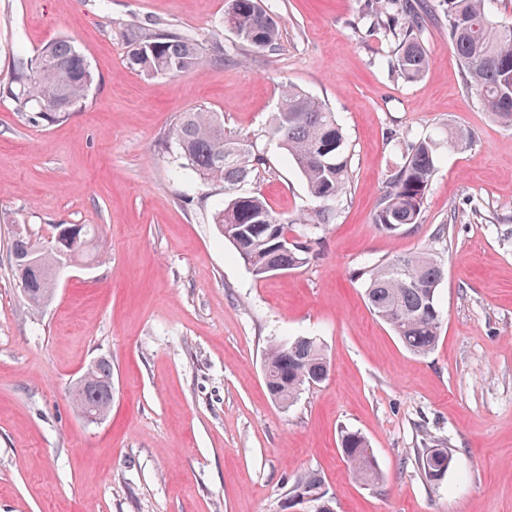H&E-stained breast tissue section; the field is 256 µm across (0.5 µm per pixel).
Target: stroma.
Masks as SVG:
<instances>
[{
    "mask_svg": "<svg viewBox=\"0 0 512 512\" xmlns=\"http://www.w3.org/2000/svg\"><path fill=\"white\" fill-rule=\"evenodd\" d=\"M429 57L418 81L384 66L396 43L370 0H263L280 39L258 51L224 29L227 0H0V82L14 62L71 41L94 82L68 119L30 121L0 99V512H288L305 473L335 512H512V126L468 95L442 0H419ZM195 38L200 65L147 76L130 36ZM325 102L350 148L351 181L317 258L258 278L212 222L224 189L181 167L171 129L206 108L261 133L280 86ZM467 130L451 151L448 129ZM440 141L417 223L373 217L408 144ZM243 184L288 217L311 207L276 145ZM59 224L100 227L106 244L64 269L31 311L11 245L44 246ZM429 249L445 268L439 341L405 350L353 272ZM313 336L326 380L288 408L263 379L266 347ZM112 363V408L91 422L70 391ZM364 435L384 480L357 481L340 433ZM452 465L427 481L417 451Z\"/></svg>",
    "mask_w": 512,
    "mask_h": 512,
    "instance_id": "35a3bbf8",
    "label": "stroma"
}]
</instances>
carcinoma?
I'll list each match as a JSON object with an SVG mask.
<instances>
[{"label": "carcinoma", "instance_id": "cac0c4a2", "mask_svg": "<svg viewBox=\"0 0 512 512\" xmlns=\"http://www.w3.org/2000/svg\"><path fill=\"white\" fill-rule=\"evenodd\" d=\"M454 52L461 62L467 90L484 110L499 122L512 126V26L498 25L488 15L486 0H443ZM371 23L398 39L395 52L384 64L388 71L408 82L420 79L428 64L423 46L424 18L406 0H376L369 12ZM224 27L244 44L263 51L273 48L280 30L261 0H229ZM130 64L147 76H176L194 70L201 62L197 40L160 30L131 38ZM93 73L84 56L68 40L43 47L36 57L20 59L0 97L13 101L21 112L55 121L69 115L93 83ZM172 137L191 170L207 183L224 185V207L214 216L224 240L257 277L291 271L309 263L313 253L294 246L273 247L271 235L322 229L336 219L337 208L350 182L349 148L345 135L327 104L288 85L280 90L277 112L268 138L286 151L288 160L304 178L317 205L286 219L273 213L263 195L240 193L241 184L267 168L269 157L257 146V137L234 134L224 127V116L199 108L185 112L172 129ZM439 143L422 139L411 143L403 162L389 175L373 223L391 233L405 224L417 223L424 198L436 169ZM79 243L63 240L59 249L42 253V271L31 272L11 264L29 306L40 308L54 291L48 271L57 263L58 251L74 262L82 261L98 245L101 235L91 224L82 225ZM399 271L393 261H381L358 269L373 314L387 324L411 353L424 356L439 340L441 316L437 288L443 267L428 252L403 256ZM330 363L320 342L301 337L269 345L264 361V380L272 401L290 406L310 383L329 375ZM86 386L80 398L72 399L78 411L98 408L108 413L112 402L105 386L112 380V363L101 359L85 372ZM340 453L355 477L367 485L381 480L378 462L367 439L357 431H343ZM426 479L441 481L447 474L448 451L424 448L420 456Z\"/></svg>", "mask_w": 512, "mask_h": 512}]
</instances>
